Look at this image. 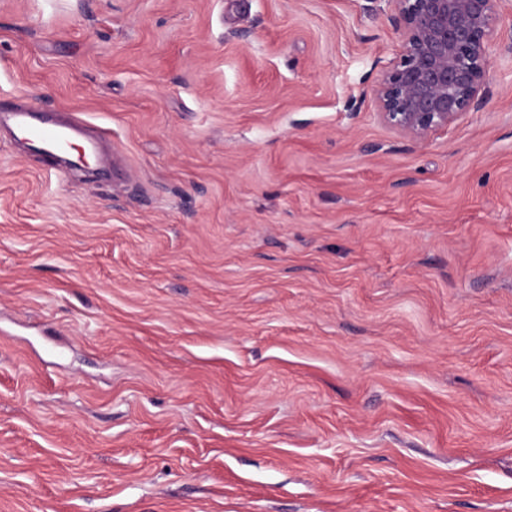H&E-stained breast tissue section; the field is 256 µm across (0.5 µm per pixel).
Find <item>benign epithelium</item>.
Segmentation results:
<instances>
[{
	"label": "benign epithelium",
	"instance_id": "7a95c632",
	"mask_svg": "<svg viewBox=\"0 0 512 512\" xmlns=\"http://www.w3.org/2000/svg\"><path fill=\"white\" fill-rule=\"evenodd\" d=\"M508 0H390L400 50L373 88L382 121L415 141L478 110Z\"/></svg>",
	"mask_w": 512,
	"mask_h": 512
}]
</instances>
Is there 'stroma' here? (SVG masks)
Here are the masks:
<instances>
[{
	"label": "stroma",
	"instance_id": "35a3bbf8",
	"mask_svg": "<svg viewBox=\"0 0 512 512\" xmlns=\"http://www.w3.org/2000/svg\"><path fill=\"white\" fill-rule=\"evenodd\" d=\"M388 0H0V512H512V13L416 142ZM15 126L31 146L55 162L56 155L69 148L71 131L83 121L74 118L72 123H60L49 115L37 116L27 107L10 108Z\"/></svg>",
	"mask_w": 512,
	"mask_h": 512
}]
</instances>
